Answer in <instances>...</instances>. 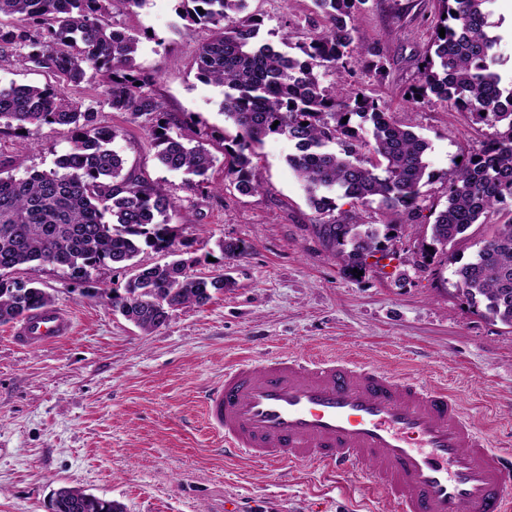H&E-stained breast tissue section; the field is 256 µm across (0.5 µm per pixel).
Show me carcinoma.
<instances>
[{
    "label": "carcinoma",
    "mask_w": 512,
    "mask_h": 512,
    "mask_svg": "<svg viewBox=\"0 0 512 512\" xmlns=\"http://www.w3.org/2000/svg\"><path fill=\"white\" fill-rule=\"evenodd\" d=\"M145 0H0V58H14L65 81L61 85L0 84V126L32 134L43 126L66 127L71 149L55 169L26 178L3 176L0 160V323L24 311L52 304L44 289L11 274L32 263L55 264L79 274L91 267L131 263L133 274L115 299L136 303L129 321L149 334L165 325L169 310L203 306L224 291V276L186 274L187 260L176 249L170 226L175 202L165 185L124 171L109 147L116 131L97 122L98 113L81 109L68 87L97 80L114 112L142 120L156 140L158 159L205 188L215 157L191 145L183 133L187 117L163 108L151 89L153 78L137 69L136 34L105 21L130 14ZM489 0H438L430 45L418 62V80L408 101L431 98L470 114L475 121L506 127L504 134L448 172L447 205L430 226L431 250L422 258L448 256V246L465 239L475 224L512 200V87L497 70L500 36L489 20ZM366 0H314L323 28L281 51L258 39L261 22L244 16L246 0H180L188 26L212 29L197 53V77L224 88L221 109L238 135L224 145L225 176L242 194L256 192L254 148L285 137L296 152L289 168L303 183L321 214L333 197L362 205L374 201L415 215L421 188L431 178L429 144L397 124L380 98L346 88L343 74L353 62L377 75L383 53L355 21ZM445 36H440V29ZM337 74L325 86L320 71ZM370 125V138L359 130ZM393 224H354L344 211L320 224V232L346 266L362 271V257L396 239ZM149 247L173 259L144 265L135 258ZM459 292L473 310L512 327V216L494 225L467 262L454 270ZM53 512H123L110 502L94 509L87 493L64 487Z\"/></svg>",
    "instance_id": "1"
}]
</instances>
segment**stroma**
Instances as JSON below:
<instances>
[{"instance_id": "stroma-1", "label": "stroma", "mask_w": 512, "mask_h": 512, "mask_svg": "<svg viewBox=\"0 0 512 512\" xmlns=\"http://www.w3.org/2000/svg\"><path fill=\"white\" fill-rule=\"evenodd\" d=\"M437 0H367L361 33L384 49V76L355 68L348 80L381 98L394 120L429 144L431 179L421 189L420 216L380 203L337 199L357 224L398 227L392 266L355 275L318 230L323 217L286 163L292 142L257 146L259 192H238L224 176L222 90L202 82L194 58L207 28L187 27L178 0H145L114 24L138 32L137 67L156 75L154 91L172 113H191L186 131L214 155L209 186L191 189L164 168L142 122L104 106L103 89L70 87L75 102L117 129L111 148L125 169L163 182L176 210L171 224L186 246L188 275H223L226 288L201 307L173 312L146 334L112 307L129 268L107 264L80 275L31 264L19 282H37L67 310L69 336L33 351L0 324V512H51L54 492L79 487L121 503L125 512H393L359 475L340 476L311 463L268 464L228 457L209 428L202 392L241 358L295 351L343 356L447 386L466 413L480 417L495 445L512 452V327L475 313L456 288L454 266L423 264L436 211L447 203L448 172L458 157L496 139L498 128L430 100L403 94L416 80ZM500 43L498 68L512 77V0H490ZM261 16V40L296 42L315 19L312 0H248ZM72 142L63 128L42 127L33 139L0 129V159L15 177L53 168ZM248 244L227 258L219 240Z\"/></svg>"}]
</instances>
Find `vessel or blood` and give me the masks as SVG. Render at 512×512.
<instances>
[{"label":"vessel or blood","mask_w":512,"mask_h":512,"mask_svg":"<svg viewBox=\"0 0 512 512\" xmlns=\"http://www.w3.org/2000/svg\"><path fill=\"white\" fill-rule=\"evenodd\" d=\"M69 314L37 310L14 331L38 349L68 336ZM224 453L313 463L374 482L396 512H512V455L493 448L447 388L345 357L240 359L203 396Z\"/></svg>","instance_id":"1"}]
</instances>
